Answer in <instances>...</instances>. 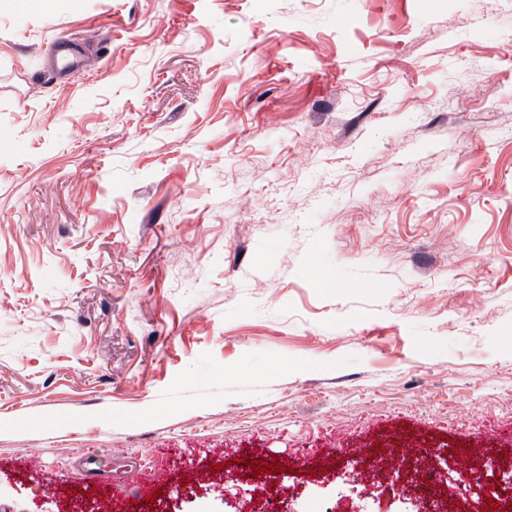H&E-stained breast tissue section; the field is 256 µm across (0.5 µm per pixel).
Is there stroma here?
I'll return each instance as SVG.
<instances>
[{
  "instance_id": "stroma-1",
  "label": "stroma",
  "mask_w": 512,
  "mask_h": 512,
  "mask_svg": "<svg viewBox=\"0 0 512 512\" xmlns=\"http://www.w3.org/2000/svg\"><path fill=\"white\" fill-rule=\"evenodd\" d=\"M387 439L512 455V0H0V512H413Z\"/></svg>"
}]
</instances>
